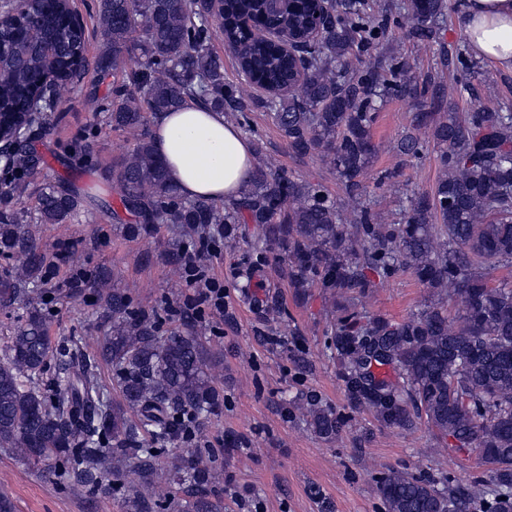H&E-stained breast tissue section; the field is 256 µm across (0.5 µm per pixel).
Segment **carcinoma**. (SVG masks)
Listing matches in <instances>:
<instances>
[{"instance_id":"cac0c4a2","label":"carcinoma","mask_w":512,"mask_h":512,"mask_svg":"<svg viewBox=\"0 0 512 512\" xmlns=\"http://www.w3.org/2000/svg\"><path fill=\"white\" fill-rule=\"evenodd\" d=\"M229 21L214 0H98L100 49L96 67L123 72L141 56L127 81L112 89V101L85 100L114 129L135 134L132 152L112 165V184L122 208L144 229L183 224L189 236L211 237L224 229L233 244V226L257 225L258 237L288 253L293 287L329 291L339 315L330 324L329 348L340 368L349 404L369 408L386 426L411 429L416 420L458 449H477L490 465L489 479L477 490L460 487L451 475L438 479L390 471L377 478L386 512H512V284L492 286L490 274L512 264V112L428 111L411 116L414 128L433 124L442 146L443 174L432 196L407 200L397 223H383L365 200L366 175L375 152L371 129L376 104L390 96L422 97L410 65L390 58L357 69L352 50L369 52L405 18L417 27L433 24L445 0H402L394 9L371 12L367 0H336L319 38L306 50L298 89L266 101L270 117L297 154L319 151L341 181L348 214L320 185L298 182L260 159L250 188L239 202L183 197L153 149L150 124L160 113L188 101L221 112H245L255 103L253 86L278 89L290 82L292 65L276 44L244 29L238 18L261 10L260 0H233ZM67 4L52 8L32 0L24 19L39 41L56 45L46 67L31 44L21 41L0 61L10 79L0 85V113L27 111L38 75L49 69L59 82L70 80L86 59H75L82 30L63 23ZM305 0H285L271 26L305 35ZM222 37L246 83H224V60L211 41ZM423 146L409 135L399 152L414 160ZM45 160L30 142H19L8 165L0 167V193H23ZM81 201L72 181L59 179L38 195L42 224H62ZM19 262L17 279L0 281V294L30 295L48 268L18 213L0 209V256ZM408 269L433 296L460 295L464 313L454 322L439 301H426L402 321L371 317L359 299L398 271ZM110 335L99 358L116 367L124 405L104 398L96 361L80 343L61 345L49 355L41 310L30 311L15 327L8 354L0 359V448L41 463L49 481L71 477L77 489H93L97 476L112 474V490L133 472L140 487L133 506L148 498L164 512L173 500L155 494V459L160 446L194 432L217 402L203 347L187 330L163 336L157 322L130 308L128 296L110 298ZM58 369L43 388L49 360ZM399 371V381L378 379L372 364ZM315 432L335 439L347 421L313 395L301 407ZM147 434L153 446L140 437Z\"/></svg>"}]
</instances>
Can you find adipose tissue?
I'll use <instances>...</instances> for the list:
<instances>
[{
	"mask_svg": "<svg viewBox=\"0 0 512 512\" xmlns=\"http://www.w3.org/2000/svg\"><path fill=\"white\" fill-rule=\"evenodd\" d=\"M460 20L475 57L512 70V0H460ZM152 134L155 150L183 196L231 203L246 192L254 146L222 112L190 102L159 114Z\"/></svg>",
	"mask_w": 512,
	"mask_h": 512,
	"instance_id": "1",
	"label": "adipose tissue"
}]
</instances>
